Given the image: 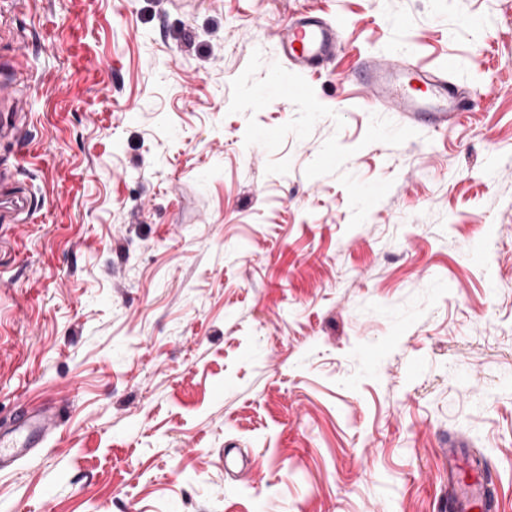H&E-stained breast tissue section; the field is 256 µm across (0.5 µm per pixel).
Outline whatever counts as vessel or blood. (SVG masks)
<instances>
[{"mask_svg": "<svg viewBox=\"0 0 512 512\" xmlns=\"http://www.w3.org/2000/svg\"><path fill=\"white\" fill-rule=\"evenodd\" d=\"M349 19L331 17L308 9L296 13L288 24L277 31L281 67L271 74V84L283 101H305L310 97V80L335 61L342 49L341 38ZM459 62L449 57L439 68L418 66L414 57L397 53L381 60L369 55L359 56L352 75L359 89L353 102L370 106L377 112H408L429 116L437 128H447L449 118H462V105L473 93L455 77ZM27 67L24 52H17L10 62L0 63V99L14 97L16 83ZM26 161L25 154L0 162V221L23 223L31 210L32 199L21 192L11 191L16 174ZM60 426L59 416L49 409L26 414L9 428L0 430V470L10 468L40 448ZM459 442H449L448 453V512H495L486 500L487 478L478 477L473 483L459 484Z\"/></svg>", "mask_w": 512, "mask_h": 512, "instance_id": "vessel-or-blood-1", "label": "vessel or blood"}]
</instances>
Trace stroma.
Returning a JSON list of instances; mask_svg holds the SVG:
<instances>
[{"instance_id":"1","label":"stroma","mask_w":512,"mask_h":512,"mask_svg":"<svg viewBox=\"0 0 512 512\" xmlns=\"http://www.w3.org/2000/svg\"><path fill=\"white\" fill-rule=\"evenodd\" d=\"M307 7L351 25L281 104ZM21 46L0 426L61 422L0 512H439L452 439L512 512V0H30ZM398 52L492 91L443 133L354 107Z\"/></svg>"}]
</instances>
